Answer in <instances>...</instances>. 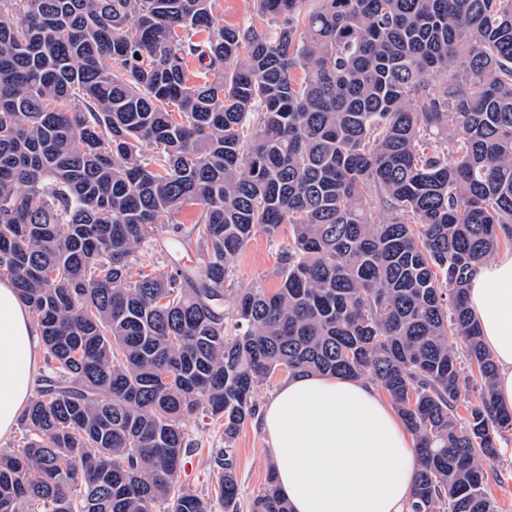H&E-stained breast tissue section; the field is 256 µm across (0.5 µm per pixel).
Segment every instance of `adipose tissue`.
<instances>
[{"label":"adipose tissue","instance_id":"1","mask_svg":"<svg viewBox=\"0 0 512 512\" xmlns=\"http://www.w3.org/2000/svg\"><path fill=\"white\" fill-rule=\"evenodd\" d=\"M470 310L497 365L499 404L512 409V252L478 268ZM42 344L28 305L0 279V438L18 425L38 377ZM276 489L293 512H407L416 462L412 436L363 378H288L262 409Z\"/></svg>","mask_w":512,"mask_h":512}]
</instances>
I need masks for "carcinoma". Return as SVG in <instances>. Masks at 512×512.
<instances>
[{
	"label": "carcinoma",
	"mask_w": 512,
	"mask_h": 512,
	"mask_svg": "<svg viewBox=\"0 0 512 512\" xmlns=\"http://www.w3.org/2000/svg\"><path fill=\"white\" fill-rule=\"evenodd\" d=\"M215 2L0 14V277L48 371L0 452V512H214L179 484L203 405L224 512H292L273 488L242 504L233 448L280 369L388 395L408 512H497L482 463L512 411L467 286L512 244V0H256L244 27ZM284 224L280 287L239 285L227 315L236 258Z\"/></svg>",
	"instance_id": "obj_1"
}]
</instances>
